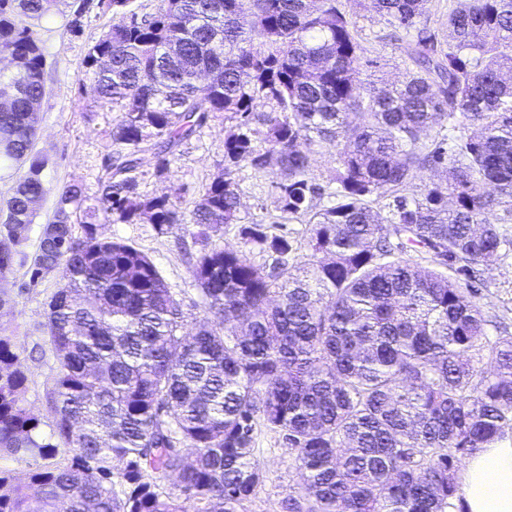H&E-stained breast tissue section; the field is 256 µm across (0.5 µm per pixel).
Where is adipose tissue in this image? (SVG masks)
<instances>
[{"label": "adipose tissue", "mask_w": 512, "mask_h": 512, "mask_svg": "<svg viewBox=\"0 0 512 512\" xmlns=\"http://www.w3.org/2000/svg\"><path fill=\"white\" fill-rule=\"evenodd\" d=\"M461 485L467 512H512V435L469 457Z\"/></svg>", "instance_id": "1"}]
</instances>
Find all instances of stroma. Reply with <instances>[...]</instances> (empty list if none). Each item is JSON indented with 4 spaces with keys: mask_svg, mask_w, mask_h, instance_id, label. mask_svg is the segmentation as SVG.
<instances>
[{
    "mask_svg": "<svg viewBox=\"0 0 512 512\" xmlns=\"http://www.w3.org/2000/svg\"><path fill=\"white\" fill-rule=\"evenodd\" d=\"M341 9L356 17L361 28V78L367 86L394 89L404 81L412 64L403 49L413 40V33L393 27L372 4L358 5L357 0H342ZM79 17V29H71L72 17ZM99 0H58L56 6L36 21L34 30L45 57V93L38 105L35 150L47 160L43 180L48 189L41 200L37 217L23 246L26 255H34L44 224L54 218L55 194L64 184H83L89 196H97L96 175L103 163L108 134L116 116L111 106L94 101L90 85L81 81L83 58L88 47L115 24ZM182 155L166 180L154 175L155 157H142L144 177L139 190L144 194L166 192L170 196L191 200L193 190L209 182L224 167V123L217 120L205 127L181 148ZM244 219L274 210L277 195L268 178L241 169L237 175ZM190 224H173L156 231L149 221L137 224H110L109 236L134 241L160 267L170 285L184 302L188 327L206 318L197 306L198 293L192 276L177 249L180 241L190 239ZM25 269L14 266L1 285L10 288L13 302L0 310V329H5L17 344L22 366L28 376L24 395L25 408L37 416L39 433L50 438L55 429V413L47 393L53 384L56 357L45 326V304L58 288L63 270L48 274L37 286L25 287ZM479 303L488 321L490 335L500 326L512 330V242L503 246L498 259L481 267L475 282ZM255 458L266 473V481L257 497L248 505L249 512H277L278 502L298 490L301 476L292 465L293 453L279 433L259 430Z\"/></svg>",
    "mask_w": 512,
    "mask_h": 512,
    "instance_id": "35a3bbf8",
    "label": "stroma"
}]
</instances>
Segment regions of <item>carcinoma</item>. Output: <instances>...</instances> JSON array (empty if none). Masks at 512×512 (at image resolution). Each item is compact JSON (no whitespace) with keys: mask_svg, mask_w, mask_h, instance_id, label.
<instances>
[{"mask_svg":"<svg viewBox=\"0 0 512 512\" xmlns=\"http://www.w3.org/2000/svg\"><path fill=\"white\" fill-rule=\"evenodd\" d=\"M429 0H372L410 30ZM55 0H0V171L25 168L0 204V275L47 194L34 150L44 55L31 22ZM121 18L91 44L83 79L118 107L99 196L57 192L25 275L60 264L47 302L57 357V441H38L28 378L0 335V451L30 467L39 506L0 471V512H248L265 481L257 426L282 434L303 483L278 512H466L462 458L512 429V336H491L471 276L503 243L488 212L512 214V0H454L448 42L421 29L392 91L365 90L357 22L339 0H108ZM251 16L252 36L239 23ZM224 118V169L192 208L138 191L140 154L170 172L179 148ZM465 121L451 149L437 126ZM338 167L309 179L312 147ZM280 164L275 215L243 224L235 174ZM445 184L406 194L419 171ZM327 205L313 211L314 199ZM309 217L308 259L283 225ZM193 224L191 263L210 317L187 330L183 300L107 224ZM238 224L244 247L209 242ZM265 257L255 261L253 249ZM421 248L431 264H415ZM176 476L174 487L164 481Z\"/></svg>","mask_w":512,"mask_h":512,"instance_id":"carcinoma-1","label":"carcinoma"}]
</instances>
